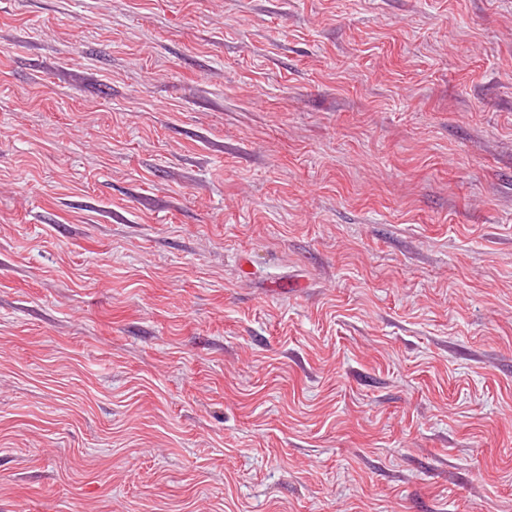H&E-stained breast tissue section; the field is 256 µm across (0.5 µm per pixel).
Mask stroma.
Returning <instances> with one entry per match:
<instances>
[{
    "instance_id": "35a3bbf8",
    "label": "stroma",
    "mask_w": 512,
    "mask_h": 512,
    "mask_svg": "<svg viewBox=\"0 0 512 512\" xmlns=\"http://www.w3.org/2000/svg\"><path fill=\"white\" fill-rule=\"evenodd\" d=\"M0 512H512V0H0Z\"/></svg>"
}]
</instances>
